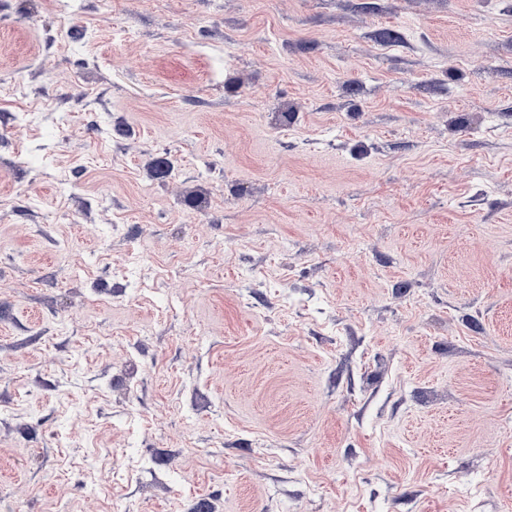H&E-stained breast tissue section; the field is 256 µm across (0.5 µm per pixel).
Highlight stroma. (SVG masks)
Returning <instances> with one entry per match:
<instances>
[{
    "mask_svg": "<svg viewBox=\"0 0 512 512\" xmlns=\"http://www.w3.org/2000/svg\"><path fill=\"white\" fill-rule=\"evenodd\" d=\"M0 512H512V0H0Z\"/></svg>",
    "mask_w": 512,
    "mask_h": 512,
    "instance_id": "35a3bbf8",
    "label": "stroma"
}]
</instances>
